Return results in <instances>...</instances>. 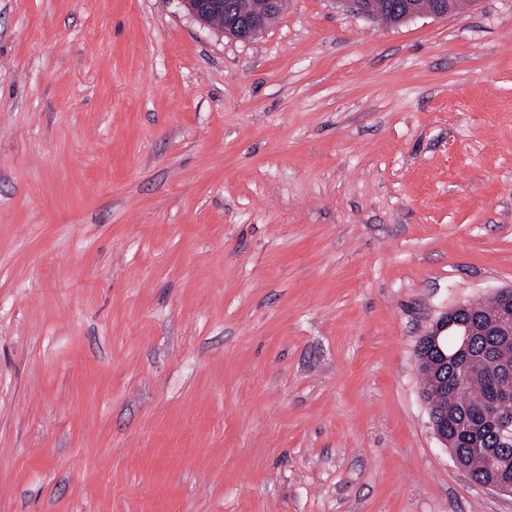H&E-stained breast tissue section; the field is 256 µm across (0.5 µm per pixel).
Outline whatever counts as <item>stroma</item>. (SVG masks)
<instances>
[{"label": "stroma", "instance_id": "35a3bbf8", "mask_svg": "<svg viewBox=\"0 0 512 512\" xmlns=\"http://www.w3.org/2000/svg\"><path fill=\"white\" fill-rule=\"evenodd\" d=\"M512 286V0H0V512H512L414 351ZM367 6L372 12V20L378 24H382L388 18L399 21L400 16H394L391 14L392 5H413V8L422 10L426 4L433 5V1L430 0H366Z\"/></svg>", "mask_w": 512, "mask_h": 512}]
</instances>
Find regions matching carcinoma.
Wrapping results in <instances>:
<instances>
[{"label": "carcinoma", "mask_w": 512, "mask_h": 512, "mask_svg": "<svg viewBox=\"0 0 512 512\" xmlns=\"http://www.w3.org/2000/svg\"><path fill=\"white\" fill-rule=\"evenodd\" d=\"M411 5L421 10L432 0H367L372 20L378 24L387 19L399 21L391 14L393 5ZM497 347L499 360L512 367V341L502 342L496 336H476L468 353L466 370H457V363L448 362L442 377L448 379V397L442 399L448 408L449 450L455 454L470 477L483 483L492 476L485 467L478 448L500 450L504 467L499 475L512 481V442L500 435L485 415V402L498 390V380L486 372L483 352L486 347Z\"/></svg>", "instance_id": "cac0c4a2"}]
</instances>
